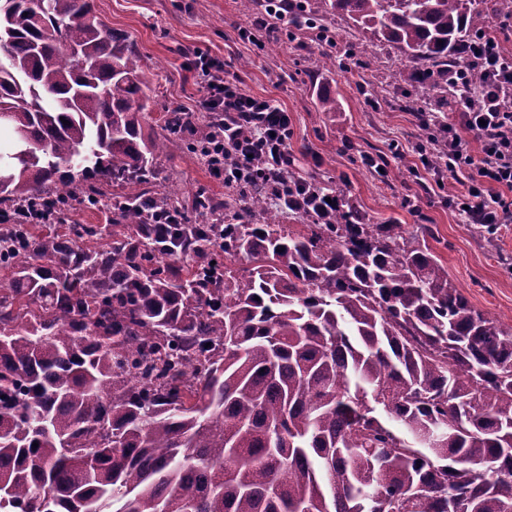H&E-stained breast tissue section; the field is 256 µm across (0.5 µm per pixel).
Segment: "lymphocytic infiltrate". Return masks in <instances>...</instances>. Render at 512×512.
<instances>
[{
    "mask_svg": "<svg viewBox=\"0 0 512 512\" xmlns=\"http://www.w3.org/2000/svg\"><path fill=\"white\" fill-rule=\"evenodd\" d=\"M463 64L449 77L467 83L471 74L484 75L478 99L457 100L449 107L456 123L432 119L436 133L429 145L419 146L418 159L427 176L439 183L466 173L462 191L449 194L448 203L460 209L468 224L497 228L512 223V53L495 38L477 34L460 49ZM196 76L199 95L193 109L219 112L224 124L211 135L205 164L225 183L239 186L260 175L293 179L304 200L332 212L326 194L312 179L297 174L288 150L290 118L275 100L248 93L226 75L223 59L196 48L183 51ZM248 136H241L243 127ZM478 150H471V142Z\"/></svg>",
    "mask_w": 512,
    "mask_h": 512,
    "instance_id": "1",
    "label": "lymphocytic infiltrate"
}]
</instances>
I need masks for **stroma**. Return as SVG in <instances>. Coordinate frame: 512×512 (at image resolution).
I'll use <instances>...</instances> for the list:
<instances>
[{
  "label": "stroma",
  "mask_w": 512,
  "mask_h": 512,
  "mask_svg": "<svg viewBox=\"0 0 512 512\" xmlns=\"http://www.w3.org/2000/svg\"><path fill=\"white\" fill-rule=\"evenodd\" d=\"M97 14L134 41L153 78L159 102L188 107L197 87L184 48H198L223 59L229 76L253 95L275 100L287 110L292 134L288 146L300 171L357 202L370 224L394 223L417 234L448 270V278L476 310L512 324V224L488 235L479 224L463 223L443 203L444 188L415 180L408 172L413 148L428 133L401 106L398 74L409 66L390 46L370 48L364 66L328 71L323 54L346 41L363 43L367 34L344 19L329 21L330 42L310 36H280L257 47L244 33L250 15L237 0H94ZM324 96L339 99L336 111L319 106ZM383 157L388 176L366 166V156ZM164 183L189 197L205 191L225 197L215 178L192 154L162 159Z\"/></svg>",
  "instance_id": "35a3bbf8"
}]
</instances>
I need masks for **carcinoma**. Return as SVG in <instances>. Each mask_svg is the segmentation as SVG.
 Wrapping results in <instances>:
<instances>
[{"mask_svg":"<svg viewBox=\"0 0 512 512\" xmlns=\"http://www.w3.org/2000/svg\"><path fill=\"white\" fill-rule=\"evenodd\" d=\"M512 0H306L412 68L429 109L461 45ZM0 512H512V325L474 309L400 224L266 212L262 179L203 223L156 231L160 157L198 154L212 117L157 106L142 58L93 0H0ZM251 269L241 276L234 265ZM38 447H32L33 443ZM110 224L112 223V213L102 209H88L82 205L75 206L71 213V219L68 224Z\"/></svg>","mask_w":512,"mask_h":512,"instance_id":"carcinoma-1","label":"carcinoma"}]
</instances>
